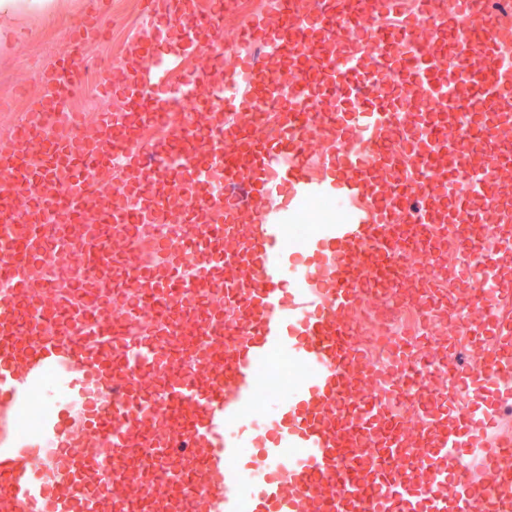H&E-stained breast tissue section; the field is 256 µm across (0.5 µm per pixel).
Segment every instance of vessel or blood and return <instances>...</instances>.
Instances as JSON below:
<instances>
[{
  "instance_id": "obj_1",
  "label": "vessel or blood",
  "mask_w": 512,
  "mask_h": 512,
  "mask_svg": "<svg viewBox=\"0 0 512 512\" xmlns=\"http://www.w3.org/2000/svg\"><path fill=\"white\" fill-rule=\"evenodd\" d=\"M477 0H454L443 18L453 31L452 65L432 54L403 56L402 46L433 0L387 33L380 47L391 73L439 106L399 127L387 101L362 96L368 82L357 67L325 62L307 72L304 50L334 34L343 19L325 11L275 7L250 20L249 43L276 44L290 70L307 73L316 94H284L270 63L239 56L225 74L224 108L276 104L270 137L217 125L202 139L191 125H170L161 91L184 51L200 50L213 29L187 25L192 0H143L160 21L163 45H138L135 63L105 71L121 112L101 113L95 126L55 124L66 89L62 71L79 77L83 59L103 36L106 0H95L68 33L69 53L41 73L45 94L0 146V512H482L484 502L512 506V472L497 468L512 449L500 412L512 389V285L499 271L512 249V211L489 227L488 247L475 238L482 208L460 203L440 209L421 189L430 159L447 154L455 177L468 175L471 153L486 154L487 176L512 168V151L497 147L502 99L512 97V64L498 55L497 21L487 13L480 38L467 19ZM473 89L463 100L449 85ZM341 96L348 111L329 117L305 102ZM482 111L484 136L457 124L461 109ZM328 126L331 150L321 177L305 165L308 136ZM145 126L163 136L140 140ZM398 136L415 156V175L385 182L380 168L395 158L379 146ZM205 140V152L194 149ZM358 139L377 152L347 151ZM120 147L126 180L113 181L110 155ZM221 173L224 191L204 189L198 175ZM190 198L193 224H167L168 183ZM338 200L349 219L318 225L302 259L284 244L288 219L303 201ZM252 219L233 249L224 238L241 214ZM437 256L455 245L459 261L447 276L434 266L417 273L421 296L455 307L458 337L493 340L481 371L448 353V395L429 410L417 435L392 401L409 381L422 392L430 369L411 374L415 348L393 341L388 377L363 359L356 314L370 279L392 284V267L408 245ZM243 270L224 277L225 266ZM490 284L473 298L472 287ZM485 320H464L472 305ZM232 307L236 330L224 327ZM283 361L301 369L299 381L266 405L257 403V366ZM41 411L22 426L32 401ZM417 446L429 485L415 482L405 462ZM480 456L486 480L469 467Z\"/></svg>"
}]
</instances>
